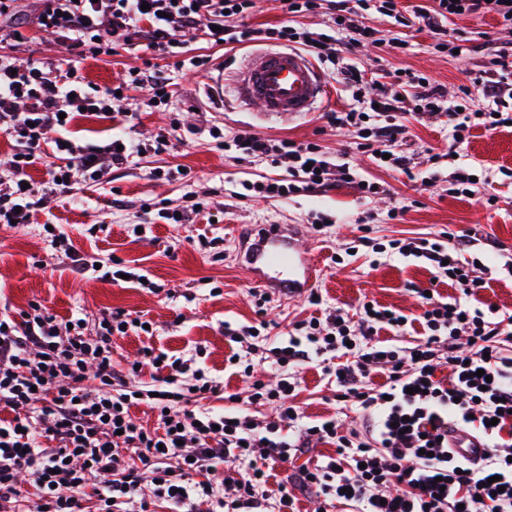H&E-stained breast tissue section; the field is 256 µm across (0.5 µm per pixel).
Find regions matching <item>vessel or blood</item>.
Masks as SVG:
<instances>
[{"label": "vessel or blood", "instance_id": "1", "mask_svg": "<svg viewBox=\"0 0 512 512\" xmlns=\"http://www.w3.org/2000/svg\"><path fill=\"white\" fill-rule=\"evenodd\" d=\"M239 98L271 115L311 111L324 93L317 66L302 53L288 48L252 54L234 80ZM241 264L257 288H274L297 298L318 282L321 260L293 224H261L245 247Z\"/></svg>", "mask_w": 512, "mask_h": 512}]
</instances>
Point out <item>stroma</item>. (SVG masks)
I'll return each mask as SVG.
<instances>
[{
    "label": "stroma",
    "instance_id": "obj_1",
    "mask_svg": "<svg viewBox=\"0 0 512 512\" xmlns=\"http://www.w3.org/2000/svg\"><path fill=\"white\" fill-rule=\"evenodd\" d=\"M376 38L406 39V49L381 54L374 47H359L349 55L363 66L368 76L381 70L409 68L432 78L448 95L472 86L478 72L489 69L490 60L479 54L453 58L439 52L427 32L417 27L395 25L391 18L372 11L365 16ZM189 55L207 54L223 66V98L211 96L207 70L185 68L169 71L175 90L168 105L142 108L133 127H114L111 120L76 117L70 126L72 138L82 146H101L119 135L143 150L133 153L128 164L113 170L101 183L78 182L72 194L62 195L48 207L32 214L28 223L14 227L0 225V309L15 312L38 301L58 318H85L86 336H95L99 319L110 311L122 310L150 321L152 333L131 330L112 338V359L116 368H126L140 349L152 345L170 355L190 361L224 387L225 396L208 402L215 413L238 412L252 419H264V407L249 404L243 393L250 377L269 384L284 373L271 363L254 362L253 374L244 364H232L239 346L224 334L225 326L260 325L268 322V338L261 346L270 349L285 343L295 322L319 317L342 308L358 312L365 301L416 317L419 301L407 291V284L435 286L444 297L455 296L446 277L436 276L422 259L377 254L399 238H432L449 233L468 235L475 246L465 258L478 259L489 268L512 260V125L488 132L475 129L468 145L452 152L448 139V118L405 112L401 121L408 132L407 151L415 155L411 173L376 168L357 153L344 134L326 129L324 112L347 106L349 97L332 76H325L326 95L313 111L296 116H274L238 103L233 95V74L250 55V48L225 50L206 41L187 43ZM142 58L121 50L102 58H86L80 67L85 82L104 88L119 82L127 70L141 66ZM182 126L167 152L156 155L149 146L155 137L168 134L172 119ZM226 133L262 134L288 137L319 144L328 154L348 157L359 164L364 177L379 183L381 191L364 196L352 185L340 183L323 191L302 192L292 198H244V181L279 177V169L265 161H235L225 157L211 130ZM187 177H180V169ZM474 174L469 193H462L453 178L456 169ZM440 179L433 186L423 180L431 172ZM210 189L214 192L210 217H198L191 224H171L157 212L143 210V203L167 202L177 206L187 193ZM497 198L493 207L481 205L482 196ZM405 204L401 220L388 212L395 203ZM373 214L371 224L360 228L362 212ZM326 219L322 231H314L315 219ZM58 225L80 254L121 259L123 269L146 275L163 285L156 295L139 285L100 278L99 274L76 272L70 259L52 248L44 227ZM103 225L91 235V225ZM150 225L145 236L134 228ZM259 224L301 225L308 241L323 247V272L315 288L321 301L291 299L268 292L264 307H256L249 292L247 272L238 262V240L234 229L248 232ZM215 240V247L199 245V237ZM356 242L355 252L346 245ZM322 357L296 368L299 380L296 404L304 421L325 418L344 420L346 427L360 425L356 410L336 399V385L324 371Z\"/></svg>",
    "mask_w": 512,
    "mask_h": 512
}]
</instances>
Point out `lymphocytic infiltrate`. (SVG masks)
Wrapping results in <instances>:
<instances>
[{
    "instance_id": "1",
    "label": "lymphocytic infiltrate",
    "mask_w": 512,
    "mask_h": 512,
    "mask_svg": "<svg viewBox=\"0 0 512 512\" xmlns=\"http://www.w3.org/2000/svg\"><path fill=\"white\" fill-rule=\"evenodd\" d=\"M34 2L31 26L69 42L73 56L49 62L0 53V134L17 145L8 177L0 180L1 224L27 223L52 196L68 193L75 178L97 182L127 164L130 141L79 146L64 135L68 122L80 111L126 123L132 110L116 104L134 88H148L156 103L167 102L171 83L155 58L175 69H205L211 62L204 54L185 57L189 35H201L215 47L272 40L295 44L330 65L352 102L324 113L325 124L351 133L358 150L380 167L404 170L411 163L397 149L406 134L400 113H447L448 138L463 145L474 128L512 123V41L493 47V70L475 79L485 99L480 107L470 89L448 98L428 77L408 70L393 72L389 88L369 94L361 67L343 56L345 50L374 43L373 30L363 22L372 10L402 26L416 19L438 48L467 54L450 32V21L490 14L512 30V6L505 0H425L409 18L397 0H278L292 18L327 9L330 23L321 32H300L287 24L246 25L254 0ZM119 47L151 57L117 86L87 91L82 60L112 55ZM50 130L60 133L54 142L57 162L47 181L36 186L28 170ZM223 144L225 155L237 161L286 164L282 177L244 182L258 198H285L335 182L356 185L367 195L378 191L350 162H334L312 142L236 134L225 136ZM382 146L390 148L389 157L379 155ZM391 247L402 256L426 259L460 292L447 300L416 287L420 341L396 344L408 316L375 304L356 320L337 309L298 322L287 343L269 351L281 368L294 367L313 352L352 354V361L333 369L339 395L363 412L361 428L346 434L332 417L301 423L292 401L296 385L290 381L273 388L253 382L250 401L275 410L272 420L259 426L239 415L199 411L201 401L219 393L218 382L154 347L142 348L136 367L116 369L112 338L136 327L125 312L105 314L92 339L85 334L84 318L60 321L37 301L16 314H1L0 512H21L20 503L29 501L19 480L24 472L37 489L33 512H83L89 493L96 512H152L158 501L181 507L197 498L209 502V512H290L296 489L348 512H512V320L496 309L470 305L485 280L445 240L400 239ZM383 331L390 340L380 339ZM442 366L448 369L444 378L436 374ZM146 367L169 373L166 389L138 394L128 389L130 376ZM375 373L386 376L376 388L370 384ZM139 401L158 412V427L132 419L130 408ZM452 425L483 439L481 457L463 462L454 455L448 444ZM286 426L291 434H283ZM317 443L335 445V455L300 466L280 487L278 501H271L266 464L298 458ZM219 466L232 496L218 495L204 479Z\"/></svg>"
}]
</instances>
